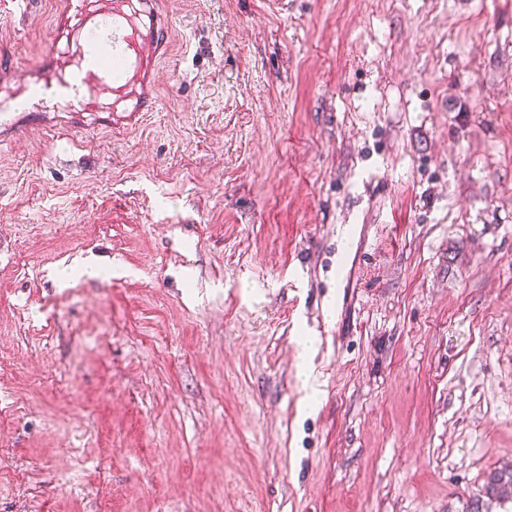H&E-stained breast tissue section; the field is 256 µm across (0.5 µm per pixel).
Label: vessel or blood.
I'll use <instances>...</instances> for the list:
<instances>
[{
	"label": "vessel or blood",
	"mask_w": 512,
	"mask_h": 512,
	"mask_svg": "<svg viewBox=\"0 0 512 512\" xmlns=\"http://www.w3.org/2000/svg\"><path fill=\"white\" fill-rule=\"evenodd\" d=\"M58 33L68 51L47 44L36 66L0 53V80L25 93L22 103L0 100V135L22 139L49 130V111L103 112L107 99L138 100V112L157 108L158 63L168 49L169 19L156 0H56Z\"/></svg>",
	"instance_id": "1"
}]
</instances>
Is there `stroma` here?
Masks as SVG:
<instances>
[{
    "label": "stroma",
    "instance_id": "35a3bbf8",
    "mask_svg": "<svg viewBox=\"0 0 512 512\" xmlns=\"http://www.w3.org/2000/svg\"><path fill=\"white\" fill-rule=\"evenodd\" d=\"M158 9L156 111L0 144V512H469L512 467V0Z\"/></svg>",
    "mask_w": 512,
    "mask_h": 512
}]
</instances>
